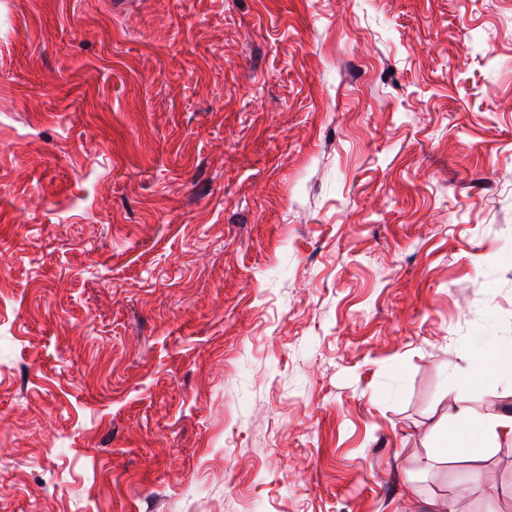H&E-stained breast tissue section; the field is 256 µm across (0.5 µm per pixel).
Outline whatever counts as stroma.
Wrapping results in <instances>:
<instances>
[{"mask_svg": "<svg viewBox=\"0 0 512 512\" xmlns=\"http://www.w3.org/2000/svg\"><path fill=\"white\" fill-rule=\"evenodd\" d=\"M510 341L512 0H0V512H512ZM449 377L460 388H474L487 381L512 380V347L496 346L485 350L467 368L449 366ZM448 427L439 436L436 450L446 460H467L479 456L489 443L500 437H512V414H475L454 400L446 414Z\"/></svg>", "mask_w": 512, "mask_h": 512, "instance_id": "1", "label": "stroma"}]
</instances>
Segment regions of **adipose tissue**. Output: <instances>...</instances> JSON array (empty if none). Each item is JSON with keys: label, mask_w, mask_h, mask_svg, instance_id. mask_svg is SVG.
<instances>
[{"label": "adipose tissue", "mask_w": 512, "mask_h": 512, "mask_svg": "<svg viewBox=\"0 0 512 512\" xmlns=\"http://www.w3.org/2000/svg\"><path fill=\"white\" fill-rule=\"evenodd\" d=\"M449 377L462 388L499 379L512 380V348H489L468 367H450ZM446 418L448 426L439 436L436 450L447 459L459 461L479 456L492 440L512 437L511 413L478 415L455 403L449 405Z\"/></svg>", "instance_id": "ef3b65f1"}]
</instances>
